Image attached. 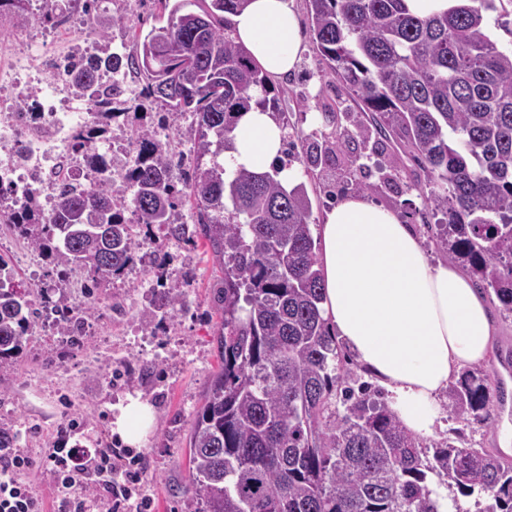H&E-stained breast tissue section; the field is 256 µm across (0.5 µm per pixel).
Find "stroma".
<instances>
[{
	"mask_svg": "<svg viewBox=\"0 0 512 512\" xmlns=\"http://www.w3.org/2000/svg\"><path fill=\"white\" fill-rule=\"evenodd\" d=\"M301 23L303 52L296 70L278 80L280 106L291 123L309 128L315 105L334 98L340 81L323 73L313 43L307 0H294ZM69 13L62 24L32 20L28 37L47 46L56 42L83 44L86 26ZM322 78H315V71ZM375 200L399 211L420 237L427 254L442 259L431 232L417 214L422 200L404 184L379 185ZM173 268L151 273L155 290L179 286L183 306L175 313L160 310L147 297L134 271L109 278L99 288L102 299L87 323L81 345L63 346L45 326L33 327L26 348L11 360L0 362V429L17 437L16 445L38 453L61 440L88 448L115 446L110 423L120 406L137 397L155 409V428L141 453L146 475L143 491L152 501V512H181L189 480V430L202 396L219 366L214 332L219 321L212 310L214 291L222 273L212 259L207 241L188 225L184 238L174 241ZM0 257L8 261L17 281L40 289L49 283L52 258L0 223ZM496 334L486 362L476 376L495 381L496 371L512 355V314L492 308ZM445 430L420 438L431 449L454 440L457 446L499 453L503 426L512 418L485 425L472 416L442 408Z\"/></svg>",
	"mask_w": 512,
	"mask_h": 512,
	"instance_id": "obj_1",
	"label": "stroma"
}]
</instances>
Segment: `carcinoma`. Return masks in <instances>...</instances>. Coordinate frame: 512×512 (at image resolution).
<instances>
[{"label":"carcinoma","mask_w":512,"mask_h":512,"mask_svg":"<svg viewBox=\"0 0 512 512\" xmlns=\"http://www.w3.org/2000/svg\"><path fill=\"white\" fill-rule=\"evenodd\" d=\"M31 2L0 0V19L28 24ZM158 2L171 7L166 24L132 36L121 61L82 58L74 80L96 102L104 134L120 91L97 85L98 72L120 66L140 76L169 125L192 117L181 134L210 165L197 164L182 181L175 153L137 125L140 155L126 181L114 183L103 165L97 183L76 190L63 173L52 212L29 200L0 217L35 249L51 251L57 275L82 267L99 285L134 266L133 225L160 224L180 237L178 207L192 202L224 277L213 303L220 365L190 429L186 512H439L430 473L463 496H491L485 512H512V464L452 440L427 455L386 402L338 372L341 350L321 314L305 182L286 187L274 174L229 172L220 161L253 102L300 145L306 177L336 165V149L358 139L397 143L420 169L407 189L421 191V223L437 224V244L512 314V52L499 50L483 28L495 0H461L430 17L410 14L405 0H308L319 56L358 108L318 106L308 132L289 122L267 76L225 35L246 0H210L197 11L185 10L188 0ZM43 3L45 19L91 12L88 0ZM121 22L94 18L90 33L103 45ZM350 167L346 184L358 193L377 188L373 175L384 184L397 179L393 161L373 163L363 151ZM50 309L65 333L81 338L89 311L72 314L48 289L22 287L0 257V360L22 348ZM336 391L342 415L331 409ZM450 399L462 414L493 417L494 394L483 379L465 376Z\"/></svg>","instance_id":"carcinoma-1"}]
</instances>
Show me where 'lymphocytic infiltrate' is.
<instances>
[{
  "label": "lymphocytic infiltrate",
  "mask_w": 512,
  "mask_h": 512,
  "mask_svg": "<svg viewBox=\"0 0 512 512\" xmlns=\"http://www.w3.org/2000/svg\"><path fill=\"white\" fill-rule=\"evenodd\" d=\"M32 469L50 477L58 512H149L139 455L125 448L63 443L37 457L0 448V512H45L42 498L22 479Z\"/></svg>",
  "instance_id": "obj_1"
}]
</instances>
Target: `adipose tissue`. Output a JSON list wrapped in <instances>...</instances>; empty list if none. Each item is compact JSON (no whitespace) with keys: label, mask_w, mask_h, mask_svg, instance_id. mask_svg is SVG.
Here are the masks:
<instances>
[{"label":"adipose tissue","mask_w":512,"mask_h":512,"mask_svg":"<svg viewBox=\"0 0 512 512\" xmlns=\"http://www.w3.org/2000/svg\"><path fill=\"white\" fill-rule=\"evenodd\" d=\"M233 37L272 78L295 69L302 52L292 0H248L231 17ZM284 132L258 105L239 117L225 165L277 171L286 185L296 168H279ZM322 316L355 361L389 394V407L415 436L433 434L440 395L454 373L485 362L495 332L482 294L455 267L427 256L399 214L357 194L325 210L319 228ZM155 412L138 399L115 414L112 433L130 448L152 433Z\"/></svg>","instance_id":"1"}]
</instances>
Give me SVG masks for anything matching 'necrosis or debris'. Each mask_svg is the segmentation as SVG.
I'll use <instances>...</instances> for the list:
<instances>
[{
  "mask_svg": "<svg viewBox=\"0 0 512 512\" xmlns=\"http://www.w3.org/2000/svg\"><path fill=\"white\" fill-rule=\"evenodd\" d=\"M43 55L37 43L21 53L0 46V201L7 205L33 194L43 208H52L58 164L68 166L73 185L84 186L103 162L111 164L115 180H122L137 154L122 114L113 116L110 135L96 142L92 155L72 152L92 107L67 77L45 79Z\"/></svg>",
  "mask_w": 512,
  "mask_h": 512,
  "instance_id": "obj_1",
  "label": "necrosis or debris"
}]
</instances>
